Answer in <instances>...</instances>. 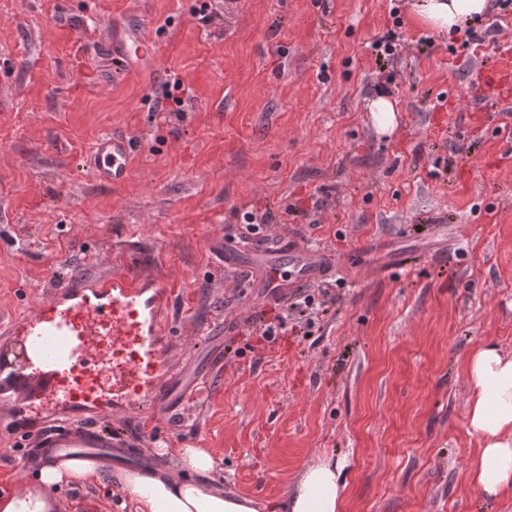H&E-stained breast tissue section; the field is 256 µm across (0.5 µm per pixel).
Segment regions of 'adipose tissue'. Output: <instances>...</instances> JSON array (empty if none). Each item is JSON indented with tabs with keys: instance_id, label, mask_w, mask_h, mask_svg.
Instances as JSON below:
<instances>
[{
	"instance_id": "1",
	"label": "adipose tissue",
	"mask_w": 512,
	"mask_h": 512,
	"mask_svg": "<svg viewBox=\"0 0 512 512\" xmlns=\"http://www.w3.org/2000/svg\"><path fill=\"white\" fill-rule=\"evenodd\" d=\"M491 8L492 0H415L413 5L420 24L447 35L471 27ZM466 373L467 424L479 442L468 479L481 495L499 498L512 493V353L493 343L477 346L467 357ZM103 479L95 462L58 459L40 469L38 487L0 500V512H48L44 488ZM116 482L134 502L135 512H263L260 501L216 484L180 482L151 471H125ZM345 486L342 465H309L278 510L341 512Z\"/></svg>"
}]
</instances>
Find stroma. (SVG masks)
Here are the masks:
<instances>
[{
	"label": "stroma",
	"instance_id": "35a3bbf8",
	"mask_svg": "<svg viewBox=\"0 0 512 512\" xmlns=\"http://www.w3.org/2000/svg\"><path fill=\"white\" fill-rule=\"evenodd\" d=\"M413 2L0 0V327L74 279L135 264L167 280L171 360L196 398L98 425L140 436L172 478L275 504L331 459L343 512H512L468 481L465 371L480 343L512 352V5L472 41L419 24ZM393 25L402 48L382 68L373 43ZM115 28L153 42L138 74ZM380 87L399 108L386 134L368 110ZM109 134L131 141L119 185L90 165ZM251 211L259 238L334 253L335 277L307 289L310 325L212 252ZM51 410L0 404V496L34 477L20 442ZM184 448L209 449L215 470L181 467ZM54 498L122 512L96 483Z\"/></svg>",
	"mask_w": 512,
	"mask_h": 512
}]
</instances>
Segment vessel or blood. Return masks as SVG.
<instances>
[{
  "label": "vessel or blood",
  "instance_id": "1",
  "mask_svg": "<svg viewBox=\"0 0 512 512\" xmlns=\"http://www.w3.org/2000/svg\"><path fill=\"white\" fill-rule=\"evenodd\" d=\"M112 41L131 59L153 55L152 42L136 31H116ZM129 141L123 135L98 140L93 171L113 185L130 175ZM225 269L244 265L259 272L265 299L279 300L289 289L325 282L336 270L328 251L309 248L293 238L250 241L216 250ZM171 285L134 269L75 280L50 301L8 327L5 337L41 362L40 379H31L0 350V389L45 397L67 413L64 421L27 431L24 454L69 460L99 459L122 464L140 460L138 440L104 435L94 421L118 409L133 413L160 399L171 401L179 371L172 364Z\"/></svg>",
  "mask_w": 512,
  "mask_h": 512
}]
</instances>
